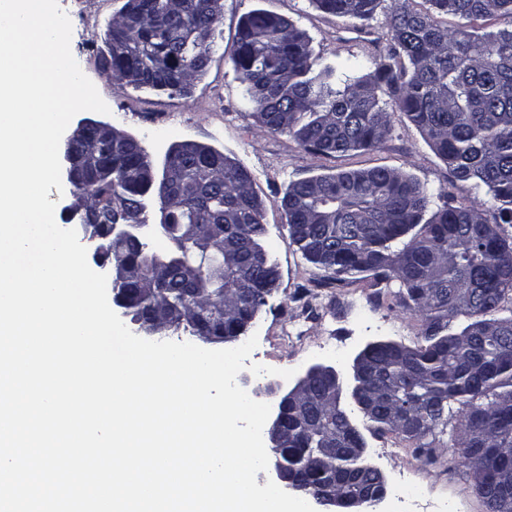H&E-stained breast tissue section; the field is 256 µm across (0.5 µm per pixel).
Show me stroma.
Returning a JSON list of instances; mask_svg holds the SVG:
<instances>
[{
  "label": "stroma",
  "instance_id": "obj_1",
  "mask_svg": "<svg viewBox=\"0 0 512 512\" xmlns=\"http://www.w3.org/2000/svg\"><path fill=\"white\" fill-rule=\"evenodd\" d=\"M123 2L58 0L72 24L71 52L109 108L105 114L82 111L75 119L106 122L133 135L158 170L173 145L197 142L234 157L250 172L263 202L264 243L279 271V288L251 327L258 336L251 363L300 373L323 364L347 376L354 357L369 342L390 339L416 344L420 323L403 308L393 289L371 278L327 283L324 270L291 244L281 199L291 181L373 167L402 169L432 192L447 191L458 205L484 199V191L456 180L400 112L391 113V130L378 147L332 156L313 153L292 136L265 132L232 63L242 16L262 9L304 30L318 63L348 58L359 62L361 72L373 71L390 42L387 17L398 0H382L375 17L365 22L323 12L309 0H224L220 36L206 71L185 95L137 89L103 70L106 33ZM357 425L364 432L367 459L380 470L387 487V497L376 512H403L401 498L416 485L462 512H487L471 475L460 464L461 451L452 447L450 434L439 435L430 458L425 459L416 454L411 442L370 432L362 419Z\"/></svg>",
  "mask_w": 512,
  "mask_h": 512
}]
</instances>
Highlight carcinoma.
I'll list each match as a JSON object with an SVG mask.
<instances>
[{"label": "carcinoma", "instance_id": "cac0c4a2", "mask_svg": "<svg viewBox=\"0 0 512 512\" xmlns=\"http://www.w3.org/2000/svg\"><path fill=\"white\" fill-rule=\"evenodd\" d=\"M381 0H313L336 16L368 21ZM431 10L405 6L389 14L388 61L355 76L357 65L339 60L316 66L311 39L292 22L264 10L243 19L233 69L253 105L257 122L272 134H288L304 148L332 155L377 147L390 131L388 109L406 115L459 181L484 189L497 203L494 221L482 204L456 206L448 195L429 219L433 194L409 173L387 167L339 171L289 183L282 206L288 235L305 259L325 245L331 262L327 283L367 275L396 282L404 306L421 322L412 347L377 343L360 360L376 394L373 431L393 433L426 457L436 434L456 420L461 448L512 447V317L498 316L512 295V28L479 32L472 23L491 15L512 19V0H426ZM224 0H126L115 13L108 41L121 40L120 56L102 58L112 77L136 88L185 93L206 70L217 39ZM464 23L443 28L433 13ZM166 159L179 166L168 193L167 247L141 248L128 239L107 245L112 258L138 260L159 270L122 285L131 319L147 321L159 304L170 310L171 332L194 335L196 314L180 313L201 294L224 301V335L234 336L239 314L249 318L267 304L279 274L252 267L265 248L263 205L251 174L235 159L198 143H181ZM144 158L124 147L106 164L112 179L83 181L97 228L124 223L144 207L143 187L122 183V171ZM218 224L224 259L203 261L206 238L185 237L182 225ZM245 280L254 287L242 288ZM470 322L458 333L450 322ZM320 380L310 402L315 422L301 433L288 416L292 440L278 450L289 468L315 493L324 470L344 491L380 486L375 467L359 469L351 432L353 413L332 409ZM336 454H311L328 439Z\"/></svg>", "mask_w": 512, "mask_h": 512}]
</instances>
